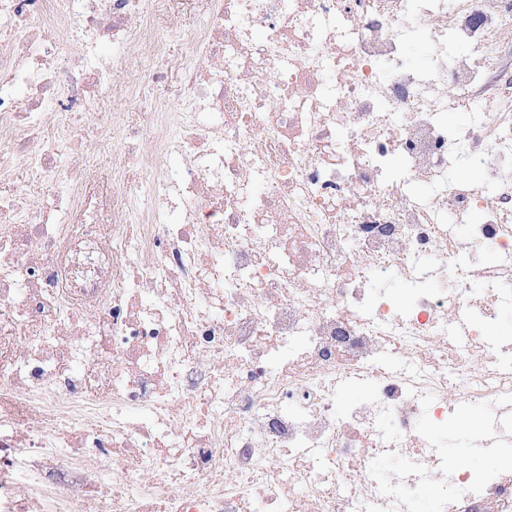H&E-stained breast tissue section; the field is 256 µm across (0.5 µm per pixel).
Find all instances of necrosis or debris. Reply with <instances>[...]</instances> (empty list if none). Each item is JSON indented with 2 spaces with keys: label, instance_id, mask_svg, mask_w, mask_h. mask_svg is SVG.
<instances>
[{
  "label": "necrosis or debris",
  "instance_id": "obj_1",
  "mask_svg": "<svg viewBox=\"0 0 512 512\" xmlns=\"http://www.w3.org/2000/svg\"><path fill=\"white\" fill-rule=\"evenodd\" d=\"M2 33L0 512H512L443 432L455 388L512 434V0H205L188 37L0 0Z\"/></svg>",
  "mask_w": 512,
  "mask_h": 512
}]
</instances>
